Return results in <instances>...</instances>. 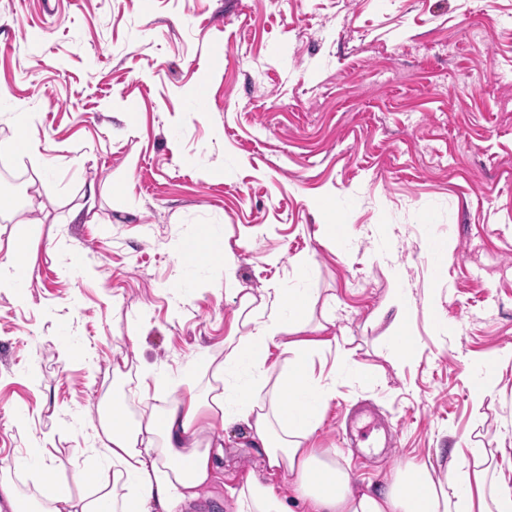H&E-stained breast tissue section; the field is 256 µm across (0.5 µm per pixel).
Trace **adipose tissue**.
<instances>
[{"label": "adipose tissue", "instance_id": "ef3b65f1", "mask_svg": "<svg viewBox=\"0 0 512 512\" xmlns=\"http://www.w3.org/2000/svg\"><path fill=\"white\" fill-rule=\"evenodd\" d=\"M247 331L224 340L222 352L204 348L198 358L217 382L207 391L120 424L121 409L95 430L101 465L59 476L60 465H43L48 493L24 498L9 477L0 478V506L9 512H182L215 477L222 456V429L242 423L262 448L267 474L248 473L228 493L234 512H512V487L486 490L485 470H467L457 459L444 464L412 462L384 487L355 484L350 471L316 451L312 436L331 392L314 376L312 358L321 343L297 339L308 324L309 299L299 288L279 289L272 301L243 294ZM287 356L282 368L269 362L271 344ZM287 483L275 485L273 476ZM86 491L74 493L72 483Z\"/></svg>", "mask_w": 512, "mask_h": 512}]
</instances>
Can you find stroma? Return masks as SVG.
Masks as SVG:
<instances>
[{
  "label": "stroma",
  "instance_id": "1",
  "mask_svg": "<svg viewBox=\"0 0 512 512\" xmlns=\"http://www.w3.org/2000/svg\"><path fill=\"white\" fill-rule=\"evenodd\" d=\"M0 89V138L33 113L54 164L0 160V184L22 181L0 260L33 230L25 298L0 292V471L22 496L42 495L16 465L33 441L85 468L113 405L144 410L145 374L175 398L213 384L195 357L239 300L177 257L204 227L242 287L307 289V337L353 350L340 370L334 348L313 357L334 386L313 444L355 481L462 448L488 485H512V0H0ZM322 199L348 241L320 232ZM445 238L453 255L433 265ZM398 289L408 360L388 344ZM499 357L476 395V362ZM262 466L229 427L193 512H233L228 486Z\"/></svg>",
  "mask_w": 512,
  "mask_h": 512
}]
</instances>
